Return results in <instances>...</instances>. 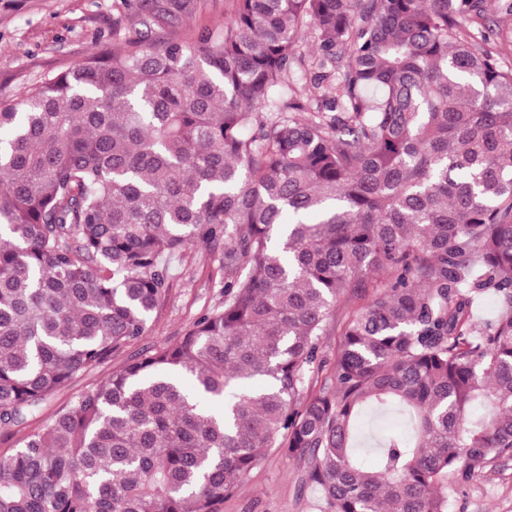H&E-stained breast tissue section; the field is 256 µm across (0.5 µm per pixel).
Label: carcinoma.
<instances>
[{
    "instance_id": "cac0c4a2",
    "label": "carcinoma",
    "mask_w": 512,
    "mask_h": 512,
    "mask_svg": "<svg viewBox=\"0 0 512 512\" xmlns=\"http://www.w3.org/2000/svg\"><path fill=\"white\" fill-rule=\"evenodd\" d=\"M228 2L216 32L137 0L143 30L0 104V430L143 336L172 258L222 243L225 274L0 457V512H224L269 450L317 512H448V475L512 459V69L483 31L512 0ZM305 26L334 112L288 98ZM357 307V304H342L337 311V319L335 314V319L332 322L330 333L327 336H323L321 341V356L327 360L329 363L333 361L334 355L336 352V343L338 342L340 336L339 332L341 329V319L347 312H351L353 309ZM337 320V323H336Z\"/></svg>"
}]
</instances>
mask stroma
I'll return each instance as SVG.
<instances>
[{
  "mask_svg": "<svg viewBox=\"0 0 512 512\" xmlns=\"http://www.w3.org/2000/svg\"><path fill=\"white\" fill-rule=\"evenodd\" d=\"M117 8L116 0H0V103L16 101L47 72L111 46ZM223 282V247L188 251L139 347L176 342L199 313L217 305ZM448 484L450 512H512V461ZM311 496L300 488L298 461L270 451L224 512H312Z\"/></svg>",
  "mask_w": 512,
  "mask_h": 512,
  "instance_id": "1",
  "label": "stroma"
}]
</instances>
